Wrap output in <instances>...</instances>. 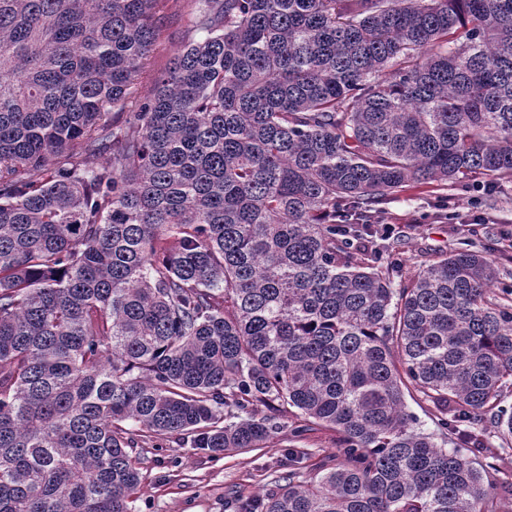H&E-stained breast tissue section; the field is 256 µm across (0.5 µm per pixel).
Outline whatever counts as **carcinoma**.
<instances>
[{"label":"carcinoma","mask_w":512,"mask_h":512,"mask_svg":"<svg viewBox=\"0 0 512 512\" xmlns=\"http://www.w3.org/2000/svg\"><path fill=\"white\" fill-rule=\"evenodd\" d=\"M0 0V512H131V449L336 455L258 512H497L512 286L464 245L394 285L379 205L512 179V0ZM130 111L118 121L114 115ZM192 2L190 0H169L160 15L159 38L150 54L147 72L139 85L142 98L150 95L153 80L165 74L174 57L185 45L187 28L191 20ZM405 399L409 411L412 412L417 419L416 426L418 428L425 432H440L436 425V419L433 416V414H435L434 410L430 406L423 404L424 407H421L409 393L405 394Z\"/></svg>","instance_id":"carcinoma-1"}]
</instances>
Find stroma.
<instances>
[{
	"mask_svg": "<svg viewBox=\"0 0 512 512\" xmlns=\"http://www.w3.org/2000/svg\"><path fill=\"white\" fill-rule=\"evenodd\" d=\"M191 10L190 0H169L139 86L141 97L150 95L154 79L183 49ZM473 196L481 200L480 211L470 208ZM478 215L483 218L479 224L474 221ZM382 221L399 232L401 242L381 252L378 263L397 264L399 277L469 242L497 250L503 280L512 285L511 180L493 188L482 177L455 189L406 187L387 197ZM281 424L267 448L215 454L159 438L151 447L134 449L142 481L131 512H241L242 503L264 495L288 473L312 475L325 457L335 454L334 434L327 428L293 416Z\"/></svg>",
	"mask_w": 512,
	"mask_h": 512,
	"instance_id": "stroma-1",
	"label": "stroma"
}]
</instances>
